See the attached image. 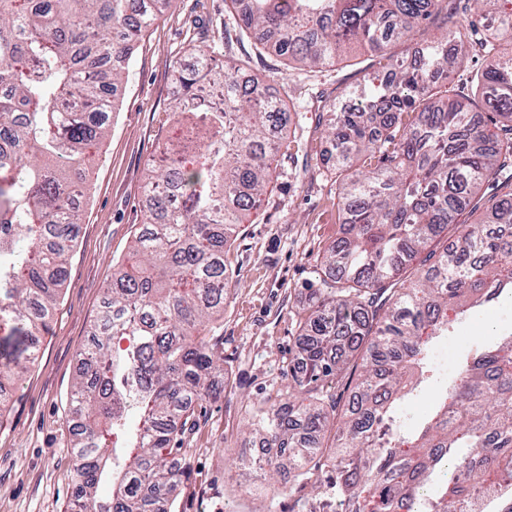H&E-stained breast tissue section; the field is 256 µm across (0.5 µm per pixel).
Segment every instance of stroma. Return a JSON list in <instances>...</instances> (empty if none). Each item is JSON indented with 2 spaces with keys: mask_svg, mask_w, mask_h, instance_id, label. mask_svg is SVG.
<instances>
[{
  "mask_svg": "<svg viewBox=\"0 0 512 512\" xmlns=\"http://www.w3.org/2000/svg\"><path fill=\"white\" fill-rule=\"evenodd\" d=\"M234 24L224 0H171L137 43L119 110L93 152L78 240L38 359L0 416V512H70L76 416L69 397L80 354L113 274L132 261V241L145 222L146 169L178 133L167 110L172 71L192 65L201 45L262 76L288 105L291 121L261 209L225 249L228 290L216 323L225 391L195 405L196 429L183 440L187 470L176 512H291L294 506L286 493H242L251 475L239 458L254 445L245 409L289 382L285 367L301 336L297 312L312 289L323 287L320 259L346 218L344 176L329 160L327 106L362 85L371 60L357 50L336 67L301 71L274 52L255 51L249 40H227ZM510 329L512 304H489L461 333L490 338Z\"/></svg>",
  "mask_w": 512,
  "mask_h": 512,
  "instance_id": "1",
  "label": "stroma"
}]
</instances>
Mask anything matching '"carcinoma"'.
I'll return each mask as SVG.
<instances>
[{"mask_svg":"<svg viewBox=\"0 0 512 512\" xmlns=\"http://www.w3.org/2000/svg\"><path fill=\"white\" fill-rule=\"evenodd\" d=\"M225 2L240 35L291 64L323 68L365 49L362 94L329 106L327 133L339 169L379 155L342 184L343 236L324 256L330 281L298 314L291 383L249 417L277 453L242 465L262 485L288 475L297 512H314L300 495L308 487L336 512H512V332L472 345L420 431L398 420L436 378L430 344L471 308L512 299V0ZM463 2L461 27L408 64L416 35ZM157 14L156 0H0V406L36 360L91 150ZM394 42L404 55L389 52ZM473 48L494 64L463 95L448 74ZM233 77L208 50L175 72L183 135L147 170L135 265L107 290L82 353L90 371L71 392L74 512H172L185 474L174 445L195 427L194 404L223 392L224 247L260 209L290 120L281 98L242 93ZM416 259L424 275L411 281ZM342 380L353 389L337 424L331 389ZM447 464L453 477L432 486Z\"/></svg>","mask_w":512,"mask_h":512,"instance_id":"1","label":"carcinoma"}]
</instances>
